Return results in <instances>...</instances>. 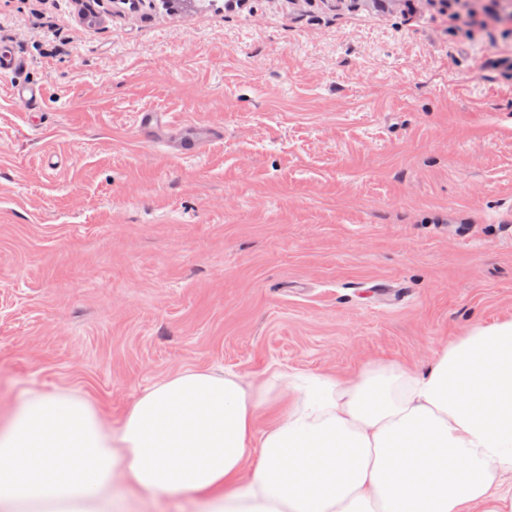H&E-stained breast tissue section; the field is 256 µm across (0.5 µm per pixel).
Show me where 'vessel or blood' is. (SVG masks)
<instances>
[{"mask_svg":"<svg viewBox=\"0 0 512 512\" xmlns=\"http://www.w3.org/2000/svg\"><path fill=\"white\" fill-rule=\"evenodd\" d=\"M137 130L143 140L187 158L199 155L208 144L221 139L224 134L219 125L174 121L153 108L138 112Z\"/></svg>","mask_w":512,"mask_h":512,"instance_id":"b4317fda","label":"vessel or blood"}]
</instances>
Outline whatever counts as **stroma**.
<instances>
[{
    "mask_svg": "<svg viewBox=\"0 0 512 512\" xmlns=\"http://www.w3.org/2000/svg\"><path fill=\"white\" fill-rule=\"evenodd\" d=\"M1 46L25 64L0 76L1 418L74 388L115 425L185 369H425L512 320V34L360 0H0ZM147 107L224 137L166 152Z\"/></svg>",
    "mask_w": 512,
    "mask_h": 512,
    "instance_id": "1",
    "label": "stroma"
}]
</instances>
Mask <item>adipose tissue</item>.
I'll list each match as a JSON object with an SVG mask.
<instances>
[{"label":"adipose tissue","mask_w":512,"mask_h":512,"mask_svg":"<svg viewBox=\"0 0 512 512\" xmlns=\"http://www.w3.org/2000/svg\"><path fill=\"white\" fill-rule=\"evenodd\" d=\"M506 474L512 320L473 329L425 371L379 360L246 382L186 369L115 427L78 390L29 389L0 426V512H112L129 494L204 512H512Z\"/></svg>","instance_id":"adipose-tissue-1"}]
</instances>
